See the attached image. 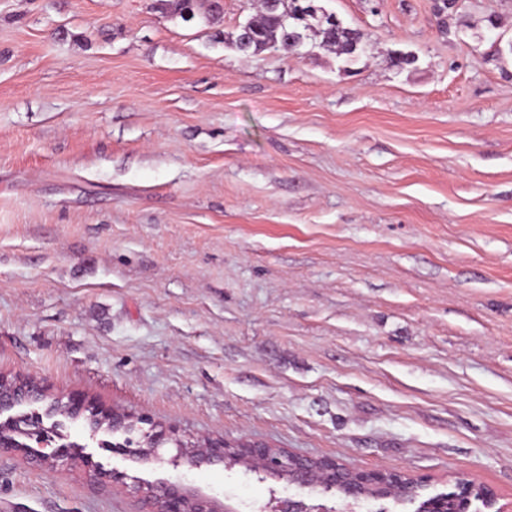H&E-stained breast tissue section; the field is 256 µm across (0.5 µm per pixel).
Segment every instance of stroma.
I'll return each mask as SVG.
<instances>
[{
	"label": "stroma",
	"mask_w": 512,
	"mask_h": 512,
	"mask_svg": "<svg viewBox=\"0 0 512 512\" xmlns=\"http://www.w3.org/2000/svg\"><path fill=\"white\" fill-rule=\"evenodd\" d=\"M210 3L0 0V372L511 501L512 0H316L363 32L350 65L240 53L258 0ZM65 433L236 512L314 498ZM137 509L0 452V512Z\"/></svg>",
	"instance_id": "obj_1"
}]
</instances>
